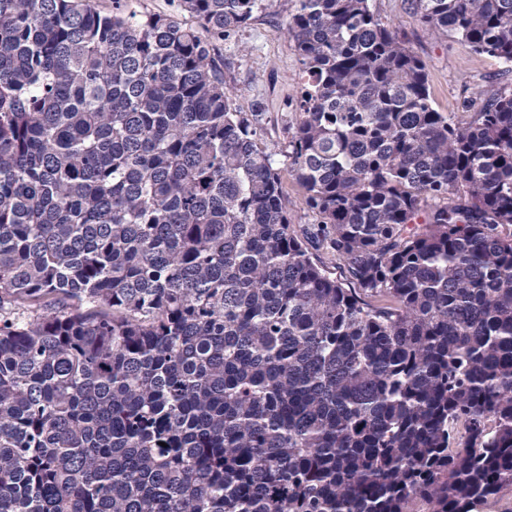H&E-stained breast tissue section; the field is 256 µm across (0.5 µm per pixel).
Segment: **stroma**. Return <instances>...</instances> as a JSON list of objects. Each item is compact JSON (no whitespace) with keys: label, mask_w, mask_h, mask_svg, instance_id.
<instances>
[{"label":"stroma","mask_w":512,"mask_h":512,"mask_svg":"<svg viewBox=\"0 0 512 512\" xmlns=\"http://www.w3.org/2000/svg\"><path fill=\"white\" fill-rule=\"evenodd\" d=\"M373 8L405 37L426 64L438 111L461 115L476 89L512 87V71L467 46L428 31L408 0H372ZM289 0H268L262 12L233 37L217 43L214 57L238 111L262 110L260 134L288 162V125L294 122L302 83L301 65L286 31Z\"/></svg>","instance_id":"obj_1"}]
</instances>
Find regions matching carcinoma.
<instances>
[{
    "label": "carcinoma",
    "instance_id": "obj_1",
    "mask_svg": "<svg viewBox=\"0 0 512 512\" xmlns=\"http://www.w3.org/2000/svg\"><path fill=\"white\" fill-rule=\"evenodd\" d=\"M264 2L0 0V512H509L512 89L290 0L285 169L214 58ZM410 5L512 66V0ZM128 9L138 14H155L178 22H189L186 14L177 7L178 0H125ZM283 189L288 199V209H290L294 215V224L297 225V228L298 224H309L312 221V217L305 214L303 210L301 204V190L292 176L288 174L285 175Z\"/></svg>",
    "mask_w": 512,
    "mask_h": 512
}]
</instances>
